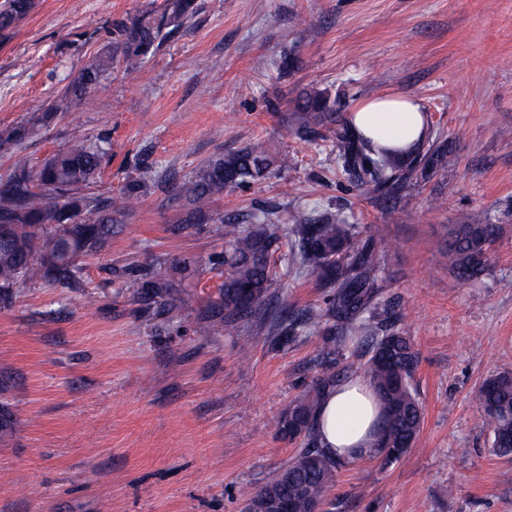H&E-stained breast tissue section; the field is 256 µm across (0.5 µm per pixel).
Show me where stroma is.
<instances>
[{
    "label": "stroma",
    "mask_w": 512,
    "mask_h": 512,
    "mask_svg": "<svg viewBox=\"0 0 512 512\" xmlns=\"http://www.w3.org/2000/svg\"><path fill=\"white\" fill-rule=\"evenodd\" d=\"M162 26L134 74L116 63L81 112L46 109L116 21ZM327 92L343 115L363 100H420L453 167L402 198L357 191L327 138L298 137L296 99ZM36 123L38 165L87 142L102 148L96 189H143L74 286L26 282L0 304V512H242L294 453L278 432L313 383L325 345L310 333L273 347L266 321L219 334L204 320L224 281L222 219L340 211L384 263L393 329L410 336L424 411L414 448L385 464L349 462L332 493L342 512H512V459L490 451L476 393L512 371V0H196L170 22L166 0H35L0 35V132ZM260 142L288 166L229 190L219 220L178 230L173 183L208 159ZM494 224L490 267L461 280L452 225ZM198 271L168 323L137 311L121 274L174 256ZM274 306L323 305L320 279L282 244Z\"/></svg>",
    "instance_id": "1"
}]
</instances>
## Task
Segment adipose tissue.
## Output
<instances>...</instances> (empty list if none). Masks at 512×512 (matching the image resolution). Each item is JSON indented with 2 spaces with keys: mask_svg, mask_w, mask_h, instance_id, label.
<instances>
[{
  "mask_svg": "<svg viewBox=\"0 0 512 512\" xmlns=\"http://www.w3.org/2000/svg\"><path fill=\"white\" fill-rule=\"evenodd\" d=\"M356 129L376 144L413 155L426 141L430 123L414 97L385 94L363 101L352 112ZM380 407L366 377L355 375L330 389L316 411L319 442L350 461L366 455L381 436Z\"/></svg>",
  "mask_w": 512,
  "mask_h": 512,
  "instance_id": "1",
  "label": "adipose tissue"
}]
</instances>
